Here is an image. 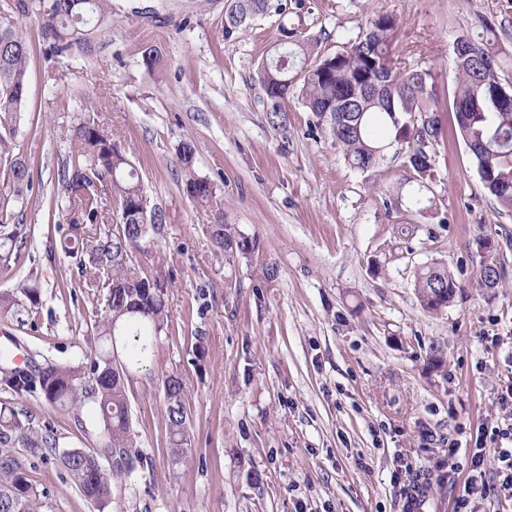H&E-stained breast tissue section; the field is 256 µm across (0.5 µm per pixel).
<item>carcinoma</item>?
<instances>
[{"label": "carcinoma", "mask_w": 512, "mask_h": 512, "mask_svg": "<svg viewBox=\"0 0 512 512\" xmlns=\"http://www.w3.org/2000/svg\"><path fill=\"white\" fill-rule=\"evenodd\" d=\"M112 0H8L0 11V128L21 111L27 89L29 44L18 20L38 14L47 51L60 56L79 43L82 19H101ZM288 15L287 0H226L224 36L270 11ZM396 19L377 14L355 40L335 52L318 41L283 28L285 40L273 46L271 59L257 67V81L270 102V121L287 129L282 102L293 95L318 124L327 125L344 158L367 171L398 142L411 143L408 163L418 187L435 179V152L444 129L438 116L430 69H403L393 58ZM453 64L458 83L451 110L483 187L501 209L512 211V90L500 75L503 61L497 35L491 28L475 38L458 35ZM72 151L59 173L64 189L67 225H58L60 248L76 260L79 287L103 295L104 313L94 323L99 349L75 365L50 359L33 361L31 369L0 365V385L22 397L39 394L48 404L68 410L77 429L110 452L117 474L131 473L137 456L127 385L132 368L153 353L168 322L167 286L154 276L140 275L129 265L132 249L148 234L159 235L166 223L162 209L150 204L142 179L112 132L83 121L69 129ZM0 156L6 158L0 185V261L10 262L22 224L17 207L30 188V165L13 151L12 141L0 133ZM181 182L188 197L212 214L207 232L221 252L252 251L249 241L224 223L214 208V185L194 170V148L183 143L177 155ZM108 188L116 213H104L102 188ZM500 282L497 264L487 262L478 287ZM415 288L421 307L437 313L454 301L458 285L445 266L418 270ZM126 343L127 357L115 359L114 347ZM166 398L171 465L190 457L192 441L184 399V380L174 374L163 380ZM21 446L39 458L60 447L51 425H34L33 415L10 401L0 402V512H38L48 491L30 479L27 464L10 449ZM70 479L83 497L99 508L112 506V483L96 454L72 449L62 456Z\"/></svg>", "instance_id": "obj_1"}]
</instances>
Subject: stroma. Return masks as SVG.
Masks as SVG:
<instances>
[{"mask_svg": "<svg viewBox=\"0 0 512 512\" xmlns=\"http://www.w3.org/2000/svg\"><path fill=\"white\" fill-rule=\"evenodd\" d=\"M225 0H112L69 55L47 57L41 27L30 45L15 143L31 166L17 258L0 266V293L16 314L0 330L27 353L76 364L99 342L101 297L76 286L74 261L47 258L63 220L58 174L85 119L109 128L166 215L130 266L168 280V326L149 370L128 386L139 459L116 475L112 512H401L400 468L425 472L453 501L466 471L448 462L450 437L467 441L501 414L512 377V212L498 211L448 110L456 36L491 25L512 58V0H303L287 17L254 19L224 36ZM397 21L399 66L434 73L446 136L428 210L409 204V148L395 145L367 172L349 166L326 126L289 98L288 127L273 126L253 76L281 26L336 51L369 17ZM156 47L148 69L142 52ZM195 149L196 173L216 189L224 221L255 250L217 253L208 218L182 188L176 152ZM493 259L498 288H478ZM442 264L460 286L438 314L422 310L419 268ZM274 278H266V269ZM37 280L39 306L20 285ZM181 376L193 453L170 473L163 389ZM20 405L51 423L62 449L81 443L67 411L39 396ZM24 458L48 490L40 512H99L71 482L61 456Z\"/></svg>", "mask_w": 512, "mask_h": 512, "instance_id": "stroma-1", "label": "stroma"}]
</instances>
